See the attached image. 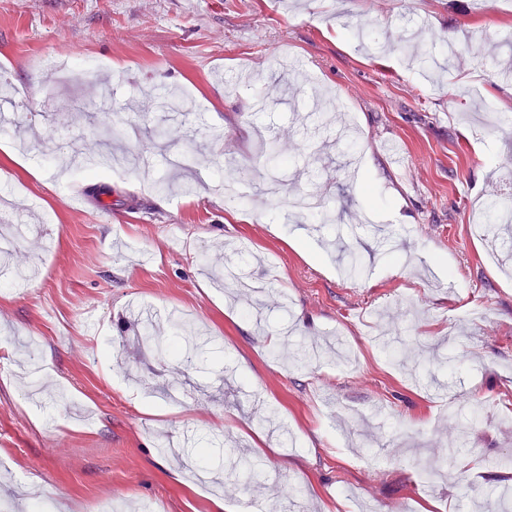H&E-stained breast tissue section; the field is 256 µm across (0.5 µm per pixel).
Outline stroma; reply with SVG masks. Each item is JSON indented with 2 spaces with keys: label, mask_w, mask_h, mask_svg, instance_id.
<instances>
[{
  "label": "stroma",
  "mask_w": 512,
  "mask_h": 512,
  "mask_svg": "<svg viewBox=\"0 0 512 512\" xmlns=\"http://www.w3.org/2000/svg\"><path fill=\"white\" fill-rule=\"evenodd\" d=\"M510 33L512 12L473 0H0L20 117L0 212L25 227L0 266L40 268L0 285V512L292 495L305 512H512V252L469 229L512 155V85L492 75ZM169 89L181 101L157 109ZM319 94L346 102L358 180L336 123L313 128ZM105 126L138 158L96 176L43 138L91 156ZM270 139L286 193H320L333 224L286 198L225 207L218 180L265 170ZM299 341L320 361L295 365ZM451 401L480 419L448 418Z\"/></svg>",
  "instance_id": "obj_1"
}]
</instances>
